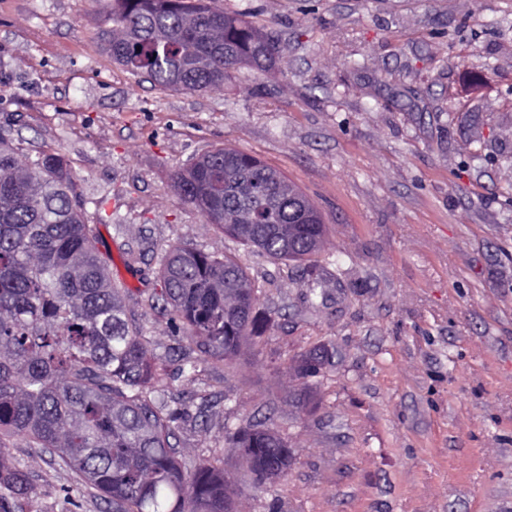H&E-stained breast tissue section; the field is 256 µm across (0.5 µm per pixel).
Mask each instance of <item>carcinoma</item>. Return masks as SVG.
<instances>
[{
  "label": "carcinoma",
  "instance_id": "1",
  "mask_svg": "<svg viewBox=\"0 0 512 512\" xmlns=\"http://www.w3.org/2000/svg\"><path fill=\"white\" fill-rule=\"evenodd\" d=\"M105 50L135 78L162 88L202 91L239 68H274L275 36L206 0H110ZM0 135V512H31L35 488L7 464L21 440L75 472L104 512H224V472L206 461L179 462L176 429L184 412L161 399L165 373L148 356L127 302L135 293L112 279L98 248L104 201L95 219L59 158H18ZM183 201L224 234L271 260L310 261L326 225L317 207L280 171L219 147L173 175ZM163 288L149 307H171L172 322L197 353L185 365L238 356L271 319L234 259L177 245L161 257ZM252 460L251 487L270 490L294 459L288 442L252 424L226 428Z\"/></svg>",
  "mask_w": 512,
  "mask_h": 512
}]
</instances>
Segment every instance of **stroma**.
Returning a JSON list of instances; mask_svg holds the SVG:
<instances>
[{"label":"stroma","instance_id":"35a3bbf8","mask_svg":"<svg viewBox=\"0 0 512 512\" xmlns=\"http://www.w3.org/2000/svg\"><path fill=\"white\" fill-rule=\"evenodd\" d=\"M214 5L276 34L274 70L158 88L105 53L100 0H0V129L59 155L87 212L105 199L112 276L137 289L128 308L188 412L183 466L218 460L243 512H512V0ZM225 146L321 211L315 274L268 262L174 191V171ZM180 242L236 259L274 320L194 376L148 306ZM323 343L334 366L298 378L294 361ZM247 423L295 453L272 491L251 489L225 438ZM10 461L35 512H101L40 449Z\"/></svg>","mask_w":512,"mask_h":512}]
</instances>
